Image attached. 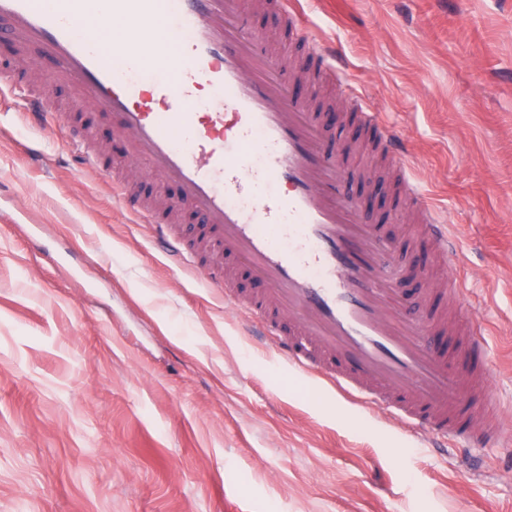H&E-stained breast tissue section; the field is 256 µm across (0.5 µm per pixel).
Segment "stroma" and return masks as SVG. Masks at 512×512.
<instances>
[{"mask_svg":"<svg viewBox=\"0 0 512 512\" xmlns=\"http://www.w3.org/2000/svg\"><path fill=\"white\" fill-rule=\"evenodd\" d=\"M309 33L403 139L474 275L512 432V0H299ZM57 114L0 97V512H512V446L431 449L279 359L224 290L172 265L112 198L128 139L35 52L0 42ZM359 130L331 81L316 86ZM91 128L102 169L74 161ZM368 223L394 191L365 153ZM21 107L31 119L39 122H47L54 115L45 99L30 93L21 94Z\"/></svg>","mask_w":512,"mask_h":512,"instance_id":"1","label":"stroma"}]
</instances>
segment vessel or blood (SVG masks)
Instances as JSON below:
<instances>
[{"label": "vessel or blood", "instance_id": "vessel-or-blood-1", "mask_svg": "<svg viewBox=\"0 0 512 512\" xmlns=\"http://www.w3.org/2000/svg\"><path fill=\"white\" fill-rule=\"evenodd\" d=\"M264 9L272 29L250 32L243 0H107L103 10L97 0H0V41L36 50L85 104L117 118L133 147L129 163L145 162L148 175L179 187L158 208L112 178L114 200L151 225L179 266L196 270L208 253L218 256L211 278L239 315L275 338L282 358L429 444L498 440L486 331L477 320L450 325L446 315L463 310L469 277H435L457 256L450 224L412 180L396 132L340 79L357 123L394 162L398 198L423 222L419 243L435 258L413 272L427 311L411 314L390 276L392 237L365 221L343 154L330 149L272 45L285 27L312 68L336 72V59L308 41L289 0ZM77 16L88 18L89 32L73 25ZM116 23L130 40L108 57L93 32ZM202 84L214 99L199 114L191 106ZM21 107L41 122L53 115L34 94H23ZM182 216L198 222L192 239L180 235Z\"/></svg>", "mask_w": 512, "mask_h": 512}]
</instances>
